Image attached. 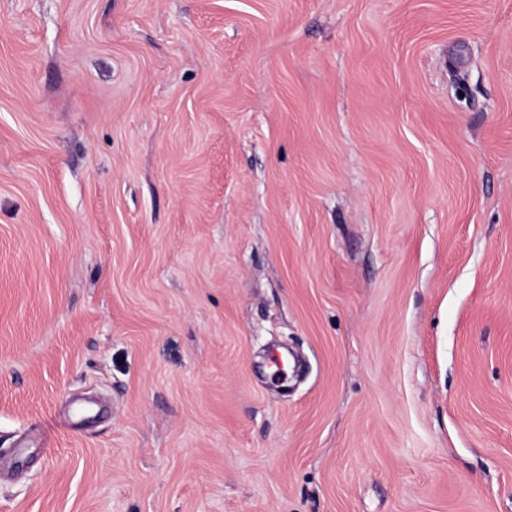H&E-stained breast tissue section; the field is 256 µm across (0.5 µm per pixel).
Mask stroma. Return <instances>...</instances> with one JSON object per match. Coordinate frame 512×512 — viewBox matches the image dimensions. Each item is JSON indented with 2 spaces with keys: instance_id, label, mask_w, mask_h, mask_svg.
Returning a JSON list of instances; mask_svg holds the SVG:
<instances>
[{
  "instance_id": "obj_1",
  "label": "stroma",
  "mask_w": 512,
  "mask_h": 512,
  "mask_svg": "<svg viewBox=\"0 0 512 512\" xmlns=\"http://www.w3.org/2000/svg\"><path fill=\"white\" fill-rule=\"evenodd\" d=\"M0 512H512V0H0Z\"/></svg>"
}]
</instances>
